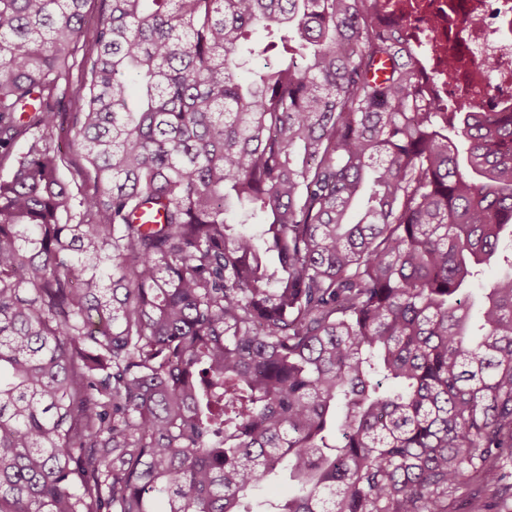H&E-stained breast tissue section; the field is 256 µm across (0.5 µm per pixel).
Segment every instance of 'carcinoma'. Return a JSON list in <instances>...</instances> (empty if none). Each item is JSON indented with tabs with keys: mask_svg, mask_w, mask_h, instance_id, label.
<instances>
[{
	"mask_svg": "<svg viewBox=\"0 0 512 512\" xmlns=\"http://www.w3.org/2000/svg\"><path fill=\"white\" fill-rule=\"evenodd\" d=\"M88 3L0 0V512L512 498V106L424 78L453 6L108 0L59 112ZM265 41L264 33L258 32L252 35L251 41L246 46L242 53V59L245 61L244 68L242 70V76L247 78L250 75L251 69L273 65L275 62L274 57L265 56L259 53L260 44ZM247 48L255 50L254 54L250 55Z\"/></svg>",
	"mask_w": 512,
	"mask_h": 512,
	"instance_id": "cac0c4a2",
	"label": "carcinoma"
}]
</instances>
